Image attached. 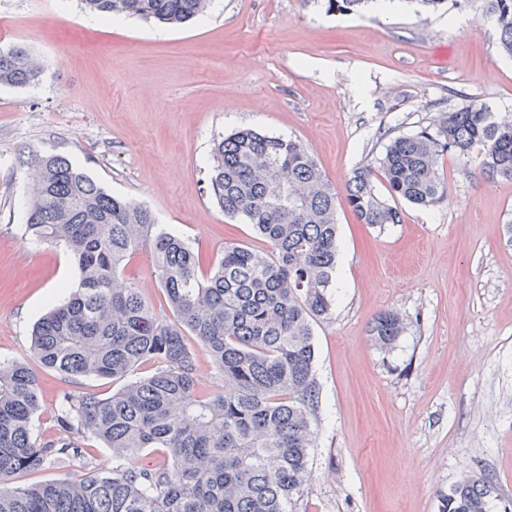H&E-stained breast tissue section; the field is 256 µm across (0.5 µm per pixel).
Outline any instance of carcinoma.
Instances as JSON below:
<instances>
[{
  "label": "carcinoma",
  "mask_w": 512,
  "mask_h": 512,
  "mask_svg": "<svg viewBox=\"0 0 512 512\" xmlns=\"http://www.w3.org/2000/svg\"><path fill=\"white\" fill-rule=\"evenodd\" d=\"M106 17L180 25L210 0H81ZM354 13L369 0H327ZM502 53L512 57V0H483ZM41 63L0 46V85L30 86ZM474 157L483 173L512 180V114L472 101L428 127L393 139L374 167L353 173L345 201L364 224L401 222L394 201L433 206L446 197L441 158ZM24 234L66 250L79 271L67 300L32 332V361H0V512H292L310 479L318 396L313 324L332 307L338 193L304 145L244 128L214 142L208 189L230 218L267 244L226 242L207 256L157 223L152 211L108 193L58 155L34 154ZM381 179L391 200L378 196ZM148 254L168 311H156L126 272ZM404 319L379 314L373 342L387 350ZM208 351L224 386L199 388L188 337ZM143 364L150 374L135 377ZM76 383L121 381L106 397L66 389L57 432L34 431L41 372ZM111 461L74 479L15 486L21 474L84 466L85 441ZM161 449L163 465L133 460ZM491 482L467 477L441 496L439 512H490Z\"/></svg>",
  "instance_id": "1"
}]
</instances>
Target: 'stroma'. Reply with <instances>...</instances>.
Returning <instances> with one entry per match:
<instances>
[{"label":"stroma","mask_w":512,"mask_h":512,"mask_svg":"<svg viewBox=\"0 0 512 512\" xmlns=\"http://www.w3.org/2000/svg\"><path fill=\"white\" fill-rule=\"evenodd\" d=\"M43 64L0 86V358L31 357L37 320L78 271L20 227L31 152L70 160L112 195L146 205L202 252L264 249L207 191L214 140L249 126L300 140L343 189L396 137L473 100L512 113V58L480 0L429 15L412 0L328 11L326 0H212L163 28L80 0H0V46ZM448 197L400 202L369 226L338 203L330 318L313 325L318 391L311 478L295 512H439L466 476L512 502V180L445 155ZM406 322L384 352L372 319Z\"/></svg>","instance_id":"stroma-1"}]
</instances>
